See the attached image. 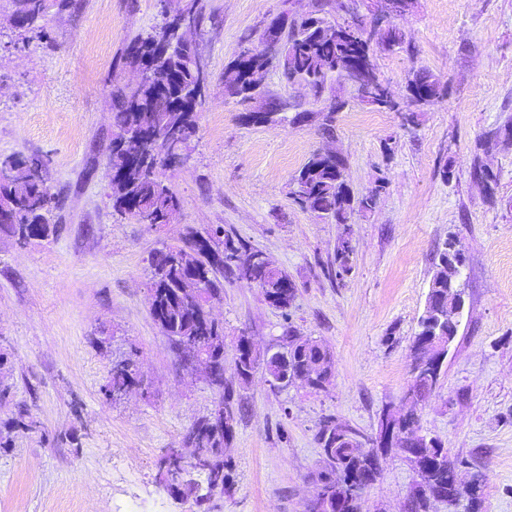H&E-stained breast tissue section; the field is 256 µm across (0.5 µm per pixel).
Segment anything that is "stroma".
I'll return each instance as SVG.
<instances>
[{
	"instance_id": "stroma-1",
	"label": "stroma",
	"mask_w": 512,
	"mask_h": 512,
	"mask_svg": "<svg viewBox=\"0 0 512 512\" xmlns=\"http://www.w3.org/2000/svg\"><path fill=\"white\" fill-rule=\"evenodd\" d=\"M317 0H199L193 38L208 75L197 130L180 164L161 169L181 209L170 224H139L112 208L113 84L129 82V41L165 22L159 0H72L37 27H12L0 0V157L45 163L57 236L20 245L0 233V428L23 420L0 448V512H308L325 463V420L373 434L411 383L410 346L438 251L455 237L467 254L458 336L435 392L417 408L423 433L485 477L482 512H512V0H413L395 23L402 48L373 44L377 77L398 111L361 103L353 85L322 98L269 65L263 85L302 123L253 124L224 93V70L257 45L271 18L302 16ZM429 72L444 96L416 105L407 82ZM341 100L334 134L322 111ZM419 124L405 127L403 113ZM343 158L354 197L379 196L349 225L324 221L290 195V180L317 151ZM223 227L262 250L295 283L289 311L259 288L225 276L212 313L224 350L239 337L257 349L287 327L334 354L326 390L277 391L255 372L225 367L237 408L226 454L230 482L171 489L164 459L183 450L193 423L222 391L182 366L150 310L146 259L187 228ZM355 249L337 276L341 235ZM108 339L99 347L100 339ZM132 358L141 386L105 394L113 360ZM363 494V512H403L415 475L396 450Z\"/></svg>"
}]
</instances>
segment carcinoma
<instances>
[{
    "label": "carcinoma",
    "instance_id": "1",
    "mask_svg": "<svg viewBox=\"0 0 512 512\" xmlns=\"http://www.w3.org/2000/svg\"><path fill=\"white\" fill-rule=\"evenodd\" d=\"M13 15L22 23L21 30L33 28L50 6L60 9L70 6V0H13ZM271 24L289 34V44L284 46L279 69L291 83H302L321 95L342 80L357 83L356 73L341 66V61L356 52L354 43L337 37V29L343 25L331 20L330 12L319 9L306 19H297L281 12ZM165 38L172 44L166 56L157 54L158 39ZM378 40L386 48L400 46L404 35L400 28L391 26L378 34ZM124 60L135 68L153 67L159 75L172 74L165 84L155 82L151 86L126 84L112 89L113 124L117 133L113 137L109 154L112 171V207L128 214L140 224H167L180 210L179 197L165 184L160 176L163 167L162 153L167 148L168 136L176 130L187 135L182 150H187L197 128V110L189 106L185 91L195 89L200 83L198 63L200 55L195 45L182 40L174 28V20H168L155 34L137 36L130 41L124 52ZM267 60L251 49L242 50L224 72L225 94L242 103L260 100L259 110L267 115L269 123H286L288 115L281 111V104L255 91L248 79L252 70L260 71ZM408 90L414 100L432 104L443 95L439 82L430 74L413 79ZM146 132L151 138L152 157L148 164L129 166L130 149L123 142L130 134ZM0 164L11 169L9 178L0 179V201L8 198L17 209L15 222L0 223V232L17 240L21 245L48 239L55 232L49 214L52 198L45 186V178L30 171L28 159L19 155L0 159ZM384 185L380 184L370 194L354 198L349 191L344 172L339 163L321 153L313 154L290 182V195L295 202L334 224H347L356 212L371 210ZM231 251L240 256H255L261 250L249 246L240 239L224 234L221 227L204 232L189 229L178 243H166L153 251L148 259L150 268V292L152 314L168 337H176L185 359H194L210 365L215 348H224V325L207 316L205 305L218 300L224 294V275L233 274L225 261V253ZM354 247L346 237H341L334 251L336 275L342 276L352 269ZM464 255L452 237L443 243L439 263L432 276L423 314L413 336L411 348L418 349L423 336L436 333L456 338L458 325L448 320L450 310L459 304L458 285L448 270V257ZM265 299L281 310H288L295 295L296 286L288 275L272 264L260 263L253 271ZM288 342L283 349L297 369L309 364L325 366L333 362L329 347L290 329L279 337ZM125 366L112 369V396L116 397L139 383L132 359H123ZM281 367L276 358L260 360L246 354L233 359L237 376L247 381L257 369L275 375ZM404 442L400 452L407 462L416 455L429 469L427 480L435 496L449 502H463L464 512H478L482 488L463 487L456 481V469L466 467L465 459H452L448 449L433 437H414V421L405 422ZM234 424L215 430L209 418H199L186 436L191 448H216L218 453L198 462L194 468L207 473L208 486L223 484L228 479L231 462L224 459V451L233 437ZM358 436L356 429L323 423L318 433L323 448L322 456L326 471L320 483L329 495L323 499L328 504L321 512H362L361 501L356 498H339L342 477L352 475L367 485L373 483L379 472V458L370 453L361 455L352 447Z\"/></svg>",
    "mask_w": 512,
    "mask_h": 512
}]
</instances>
